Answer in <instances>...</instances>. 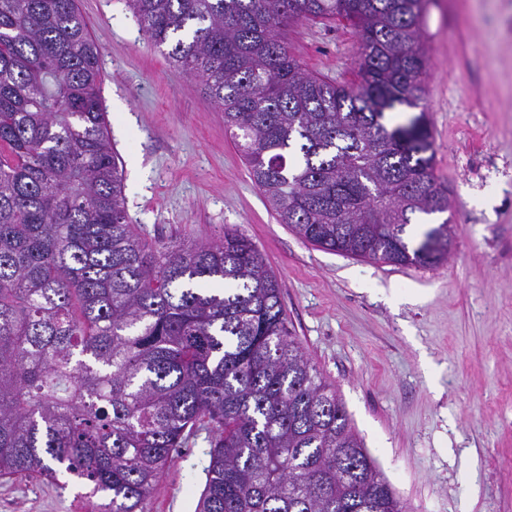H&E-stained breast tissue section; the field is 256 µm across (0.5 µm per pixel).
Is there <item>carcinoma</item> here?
Wrapping results in <instances>:
<instances>
[{
  "label": "carcinoma",
  "mask_w": 512,
  "mask_h": 512,
  "mask_svg": "<svg viewBox=\"0 0 512 512\" xmlns=\"http://www.w3.org/2000/svg\"><path fill=\"white\" fill-rule=\"evenodd\" d=\"M430 0H129L208 92L280 224L324 251L432 265L449 221L418 108ZM359 33L360 81L303 68L298 21ZM77 0H0V478L65 472L101 512H147L209 426L199 512H409L288 328L277 276L237 229L185 244L129 222Z\"/></svg>",
  "instance_id": "carcinoma-1"
}]
</instances>
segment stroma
I'll list each match as a JSON object with an SVG mask.
<instances>
[{"instance_id":"1","label":"stroma","mask_w":512,"mask_h":512,"mask_svg":"<svg viewBox=\"0 0 512 512\" xmlns=\"http://www.w3.org/2000/svg\"><path fill=\"white\" fill-rule=\"evenodd\" d=\"M100 48L101 95L127 212L152 240L237 228L276 274L288 326L412 512H512V0H432L421 42L435 176L453 245L434 266L330 253L278 223L224 114L173 66L125 0H78ZM308 71L357 81L360 39L294 23ZM211 434L195 433L149 512H196ZM76 480L0 479V512H96Z\"/></svg>"}]
</instances>
